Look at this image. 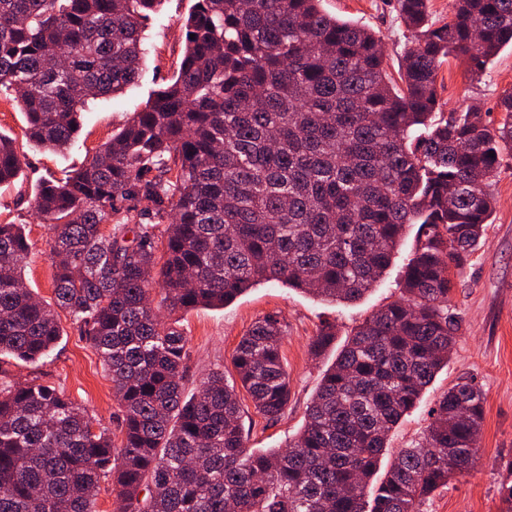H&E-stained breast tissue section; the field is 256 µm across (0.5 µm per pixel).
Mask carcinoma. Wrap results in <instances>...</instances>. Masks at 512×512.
Wrapping results in <instances>:
<instances>
[{"label":"carcinoma","mask_w":512,"mask_h":512,"mask_svg":"<svg viewBox=\"0 0 512 512\" xmlns=\"http://www.w3.org/2000/svg\"><path fill=\"white\" fill-rule=\"evenodd\" d=\"M160 2L0 0V97L19 105L29 144L66 150L88 104L134 82ZM452 2L437 25L429 0H397L411 40L395 79L380 37L321 0H195L170 82L35 194L55 304L24 284L23 225L0 224V360L48 356L64 311L99 353L121 412L119 434L96 431L56 386L0 369V512H96L107 477L120 512H424L475 467L485 395L462 377L365 498L389 433L448 364L460 329L453 277L512 159V89L493 125L476 108L443 112L437 85L448 57L474 77L512 45V0ZM24 163L0 133V184ZM412 224L422 240L404 296L355 328L288 448L249 449L239 396L270 421L288 408L278 315L241 336V387L213 371L185 394L188 338L157 307L224 306L262 281L357 301ZM335 340L322 327L311 354Z\"/></svg>","instance_id":"obj_1"}]
</instances>
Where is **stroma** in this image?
Returning a JSON list of instances; mask_svg holds the SVG:
<instances>
[{"label": "stroma", "mask_w": 512, "mask_h": 512, "mask_svg": "<svg viewBox=\"0 0 512 512\" xmlns=\"http://www.w3.org/2000/svg\"><path fill=\"white\" fill-rule=\"evenodd\" d=\"M193 5L194 0H163L144 25L148 52L139 79L122 93L90 104L83 112L81 133L68 150L52 153L28 147L22 113L15 102L0 98V131L14 137L26 155L14 184L0 185V224L25 225L33 243L25 278L45 301L54 299L53 270L46 253L48 229L33 217L35 191L42 179L79 168L173 76L185 48L182 23ZM320 8L377 32L389 70L397 72L409 34L397 17L396 0H322ZM438 84L447 110L474 106L488 120L497 121L498 97L512 88V46L501 49L487 69L474 78L469 77L463 58H449L438 71ZM493 191V222L481 247L454 278L449 307L460 321V330L448 364L392 430L389 441L395 450L422 435L431 422L430 411L436 400L458 377H474L481 385L485 415L478 439L480 459L468 475L437 493L425 512H500L499 486L507 476V463L512 461V164H503ZM416 233V227L407 228L383 278L353 303L323 302L280 283L263 282L223 308L168 313V321L189 340L187 392H194L201 378L214 370L234 379L232 357L241 336L257 319L279 314L287 324L282 355L291 386L288 409L278 421L270 422L255 412L249 396H242L241 406L249 447H287L304 423L306 406L323 373L335 359L331 350L313 357L309 352L311 339L322 326L331 324L336 328L337 343H344L364 318L399 298V283L417 245ZM60 326L63 335L49 358L37 365L10 362L9 374L19 382L54 383L83 407L94 423L115 427L119 407L100 356L68 315H61Z\"/></svg>", "instance_id": "stroma-1"}]
</instances>
